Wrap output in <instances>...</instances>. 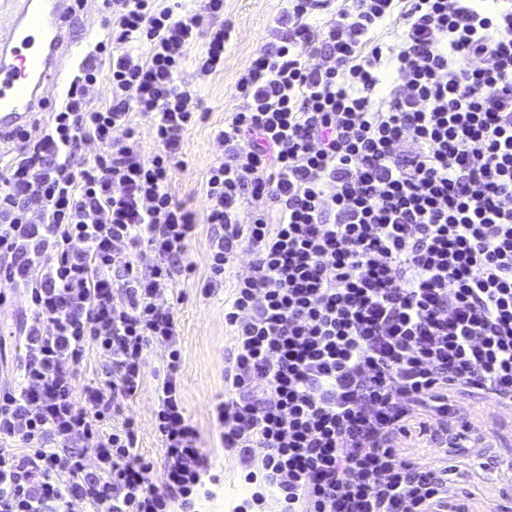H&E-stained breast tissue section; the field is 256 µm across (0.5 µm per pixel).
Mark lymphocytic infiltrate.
Returning a JSON list of instances; mask_svg holds the SVG:
<instances>
[{
	"label": "lymphocytic infiltrate",
	"instance_id": "lymphocytic-infiltrate-1",
	"mask_svg": "<svg viewBox=\"0 0 512 512\" xmlns=\"http://www.w3.org/2000/svg\"><path fill=\"white\" fill-rule=\"evenodd\" d=\"M100 10L105 35L47 118L0 134V312L22 310L25 345L0 386V512L215 498L174 313L203 223L202 296L250 258L212 411L253 487L233 512H447V466L410 448L464 447L462 393L512 405V0H288L285 38L256 51L214 133L201 213L167 180L203 117L179 74L199 42L200 78L223 69L224 0ZM149 379L159 464L125 413Z\"/></svg>",
	"mask_w": 512,
	"mask_h": 512
}]
</instances>
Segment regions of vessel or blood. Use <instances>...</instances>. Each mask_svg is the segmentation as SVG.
<instances>
[{
    "label": "vessel or blood",
    "mask_w": 512,
    "mask_h": 512,
    "mask_svg": "<svg viewBox=\"0 0 512 512\" xmlns=\"http://www.w3.org/2000/svg\"><path fill=\"white\" fill-rule=\"evenodd\" d=\"M0 25V132L26 124L46 87L64 80L66 56L80 57L71 35L76 0H14Z\"/></svg>",
    "instance_id": "1"
}]
</instances>
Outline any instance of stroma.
<instances>
[{"label": "stroma", "mask_w": 512, "mask_h": 512, "mask_svg": "<svg viewBox=\"0 0 512 512\" xmlns=\"http://www.w3.org/2000/svg\"><path fill=\"white\" fill-rule=\"evenodd\" d=\"M286 6L285 0H224L223 20L231 25V37L224 45V68L206 81L196 76L195 60L201 47L187 52L179 75L182 85L194 88L203 100L205 117L185 136L183 151L186 164L174 170L167 189L174 199L204 210L206 201L202 184L209 168L221 157L213 139L216 126L223 124L225 111L233 108V90L239 74L249 64L256 49L270 42V19ZM208 228L200 226L189 256L196 267L193 277L179 280L176 288L183 299L176 307L182 349L181 396L187 415L199 427L204 439H211V409L214 399L224 392V368L229 363L231 340L224 325V296L205 299L197 292L198 279L206 270ZM156 399L152 385H145L141 395L127 412L138 424V446L142 454L160 459L163 449L153 429ZM464 412L477 418L476 433L481 440L482 456L500 464V472L484 474L483 480L494 503L512 506V479L503 474L512 465V406L493 404L480 394L460 398ZM216 468L224 475V491L205 505L206 512H231L251 488L239 475L234 459L217 456Z\"/></svg>", "instance_id": "stroma-1"}]
</instances>
